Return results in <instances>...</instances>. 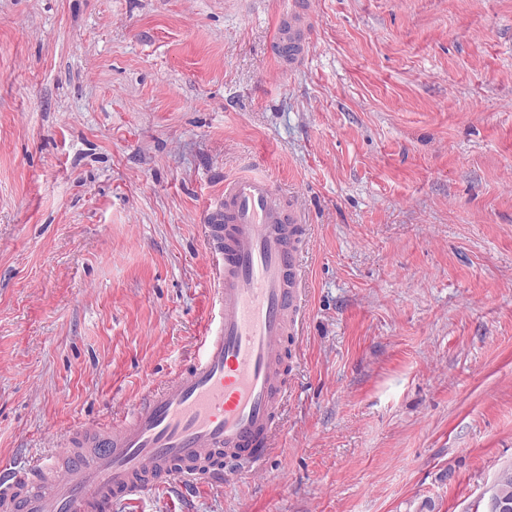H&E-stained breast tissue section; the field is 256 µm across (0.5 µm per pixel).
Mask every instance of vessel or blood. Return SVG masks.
Returning a JSON list of instances; mask_svg holds the SVG:
<instances>
[{
	"instance_id": "vessel-or-blood-1",
	"label": "vessel or blood",
	"mask_w": 512,
	"mask_h": 512,
	"mask_svg": "<svg viewBox=\"0 0 512 512\" xmlns=\"http://www.w3.org/2000/svg\"><path fill=\"white\" fill-rule=\"evenodd\" d=\"M310 0L277 23L283 72L302 69ZM305 220L264 174L225 177L206 210L214 288L192 362L150 389L120 419L72 428L55 450L0 468V512H103L177 481L220 482L224 463L260 472L288 395L284 354L307 309Z\"/></svg>"
}]
</instances>
